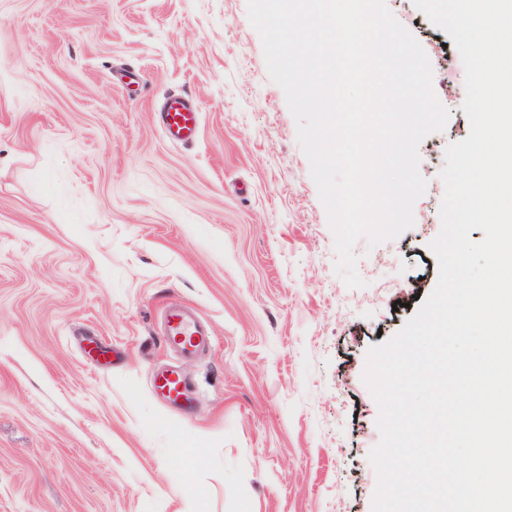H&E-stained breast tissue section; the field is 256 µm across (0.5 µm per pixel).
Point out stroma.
Masks as SVG:
<instances>
[{"label": "stroma", "mask_w": 512, "mask_h": 512, "mask_svg": "<svg viewBox=\"0 0 512 512\" xmlns=\"http://www.w3.org/2000/svg\"><path fill=\"white\" fill-rule=\"evenodd\" d=\"M385 3L449 118L413 227L359 241L350 288L247 0H0V512H372L366 355L437 285L439 173L470 131L457 48ZM172 299L211 338L177 406L152 381ZM164 108L161 125L168 137L178 143L193 140L199 124V112L194 104L182 95L172 94L166 98Z\"/></svg>", "instance_id": "35a3bbf8"}]
</instances>
